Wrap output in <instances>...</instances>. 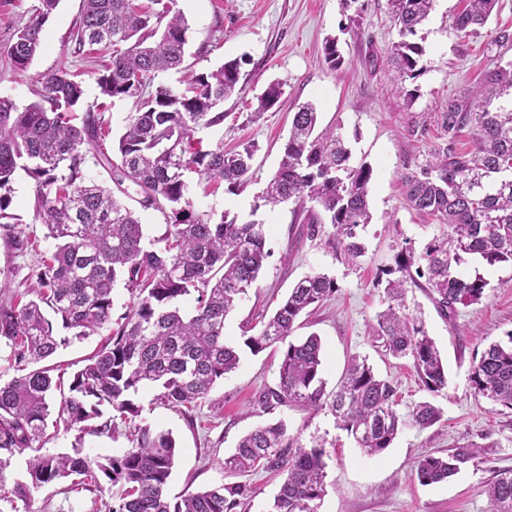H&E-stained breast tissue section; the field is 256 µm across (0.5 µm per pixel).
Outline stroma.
Returning <instances> with one entry per match:
<instances>
[{
  "label": "stroma",
  "mask_w": 512,
  "mask_h": 512,
  "mask_svg": "<svg viewBox=\"0 0 512 512\" xmlns=\"http://www.w3.org/2000/svg\"><path fill=\"white\" fill-rule=\"evenodd\" d=\"M358 3L363 25L360 36L354 37L340 31L347 22L341 0H176L175 8L189 26L186 69L164 75V82L181 89L187 72L209 71L226 60L242 59V94L224 101L223 126L204 130L201 138L206 145L220 144L228 150L244 142L258 147L243 189L231 193L224 182L204 180L194 188L193 202L198 210L217 217L229 214L243 219L257 210L266 222L271 256L255 287L225 321L226 341L240 349L239 367L215 385L205 402L190 410L172 407L148 388L138 398V416L119 424L116 432L81 439L76 431L58 427L50 432L47 451L66 453L79 441L91 454L119 455L132 448L135 427L163 429L172 433L179 447L170 496L244 483L253 490L246 512H267L281 476L263 471L229 473L224 460L247 432L282 419L303 442L315 436L326 441L327 486L318 512H491L486 486L496 471L512 468V411L476 395L469 372L475 352L512 331V265L482 267L489 282L484 297L461 309L452 321L440 317L426 289L408 286L404 311L423 320L448 366V385L439 393L424 390L410 359L386 355L373 325L387 307L384 288L377 283L381 269L393 265L401 246L422 252L430 239L446 230L406 202L402 176L436 142L435 133L418 140L410 136L409 128L423 113L441 111L449 99L468 96L494 65L512 62V43L493 42L497 31L512 30V0H500L487 26L470 35L453 28L464 0H437L416 36L425 49L426 70L416 81L418 96L411 101L397 91L395 71L382 62L399 39L388 0ZM36 4L37 0H0V96L27 105L35 99L38 76L62 68L78 74L83 85L77 115L89 109L100 112L111 132L119 133L134 104L101 95L97 77L108 61L105 53L76 52L70 33L79 19L81 0H60L44 26V46L26 72L11 65L5 48L28 24ZM330 36L340 39L344 63L338 69L324 61L323 46ZM273 81L283 84L279 102L261 118L252 119L256 95ZM305 102L316 105L320 127H336L345 138L351 165L366 163L373 168L372 219L360 231L366 252L354 264L346 261L340 246L329 244L327 234L308 237L305 213L296 205H256L278 167L292 116ZM11 210L22 230L38 242L36 251L20 256L0 237V283L22 292L30 286V268L50 254L54 243L46 239V229L35 217L33 182L21 171L16 174ZM315 272L334 277L339 290L302 315L294 335L303 338L314 332L321 337L327 389L335 388L349 359L360 356L396 386L400 412L424 400L442 411L440 420L429 428H405L380 456H364L330 412L268 410L261 403L264 389L278 381L282 347L277 344L252 354L243 346L242 328L268 320L289 288ZM111 334L107 327L72 342L58 349L47 364L63 380H70L83 359ZM472 442L485 448L480 462L442 483L418 481L415 465L420 458ZM111 505V491L74 492L62 481L35 491L28 512H109Z\"/></svg>",
  "instance_id": "obj_1"
}]
</instances>
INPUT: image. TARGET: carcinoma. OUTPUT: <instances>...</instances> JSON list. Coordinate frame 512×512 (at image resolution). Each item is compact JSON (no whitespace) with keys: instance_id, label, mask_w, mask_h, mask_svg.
Masks as SVG:
<instances>
[{"instance_id":"obj_1","label":"carcinoma","mask_w":512,"mask_h":512,"mask_svg":"<svg viewBox=\"0 0 512 512\" xmlns=\"http://www.w3.org/2000/svg\"><path fill=\"white\" fill-rule=\"evenodd\" d=\"M58 2L39 0L29 23L14 35L7 55L16 70L26 71L40 51L43 27ZM82 2L73 40L80 49L98 46L109 53L97 78L100 93L133 99L136 110L109 152L104 140L110 130L100 115L88 111L82 124L73 123L84 90L71 72L42 74L38 100L24 107L0 97V231L16 253L34 249L10 211L15 176L22 170L34 181L35 217L45 226V237L55 241V249L28 275L34 281L25 291L30 299L23 302L16 292L0 298V342L10 348L18 372L0 382V469L15 455L30 453L27 479L12 489L13 499L25 505L36 489L68 479L74 491L116 489L110 512H238L251 497L246 484L168 497L178 456L168 431L141 427L135 447L112 457L86 453L82 440L110 434L118 422L138 416L136 396L146 386L159 388L160 399L169 404L192 409L239 366L236 348L224 342V324L270 257L264 224L241 223L226 214L216 221L198 211L189 195L194 174L222 180L230 192L247 183L256 144L246 142L227 153L203 148L196 137L224 124L219 106L241 91V61L230 59L196 73L183 90H175L157 81L184 64L188 27L174 9L175 0ZM388 2L399 41L387 50L386 62L398 74V90L412 99L418 89H407L406 82L425 71L424 49L412 37L436 0ZM498 4L467 0L455 29L487 23ZM337 43L330 38L324 46L325 61L334 69L344 63ZM281 95L282 84H269L257 97L255 117ZM430 125L440 143L403 174L404 188L414 209L436 217L448 231L418 255L401 248L396 266L381 271L389 304L373 330L389 355L412 361L424 389L435 394L448 386V369L423 322L402 312L405 283L425 279L437 311L452 320L459 307L479 302L488 286L477 271L461 274V265L474 258L489 266L512 263V63L489 70L470 96L448 100L446 110L423 116L409 134L423 137ZM317 127L315 106L299 105L278 169L258 199L265 206L292 202L306 210L311 238L331 225L330 237L354 261L365 253L358 229L371 220L373 169L366 163L350 166L343 136ZM467 127L476 131L478 143L461 153L457 141ZM90 161L109 172L111 184L87 176ZM132 190L142 209L165 220L164 234L148 245L138 212L123 201ZM118 282L135 302L116 322L110 340L73 373L64 393L50 369L36 364L111 324ZM338 291L336 279L325 273L305 276L243 344L254 354L284 345L278 382L263 392V404L327 410L365 455L378 456L405 428L434 425L441 411L423 401L400 413L396 387L357 356L336 390L326 392L320 337H290L301 314ZM186 298L193 299L188 312L182 306ZM470 382L476 394L512 410V331L473 357ZM53 413L55 423L78 432L71 454L43 450ZM324 455V439L306 446L300 434L278 421L241 437L224 469L283 473L267 512H317L326 492ZM479 456L481 447L473 443L450 448L444 456H425L417 462V479L439 483ZM486 494L491 512H512V469L498 471Z\"/></svg>"}]
</instances>
